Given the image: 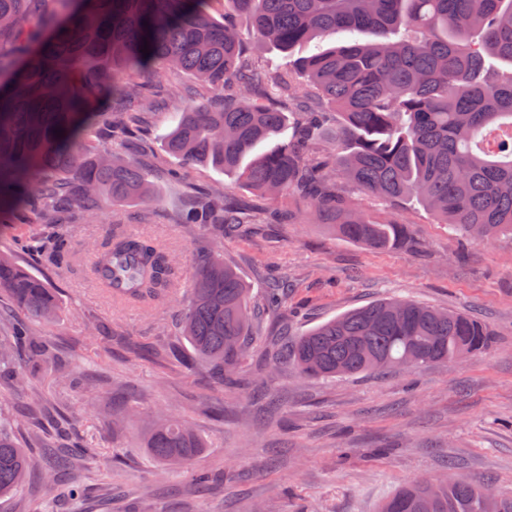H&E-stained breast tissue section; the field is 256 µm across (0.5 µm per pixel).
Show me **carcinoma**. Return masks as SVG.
Here are the masks:
<instances>
[{
    "label": "carcinoma",
    "instance_id": "carcinoma-1",
    "mask_svg": "<svg viewBox=\"0 0 512 512\" xmlns=\"http://www.w3.org/2000/svg\"><path fill=\"white\" fill-rule=\"evenodd\" d=\"M0 0V221L29 203L39 223L84 222L116 203L149 204L155 166L113 145L86 141L97 127L112 140L144 136L141 111L171 86L139 80L157 66L190 76L189 103L175 113L163 149L184 164L212 165L265 202L256 211L206 189L178 215L185 228L217 238L246 224H292L298 217L380 250L412 247L405 225L380 223L351 200L343 183L391 204L421 203L439 223L476 243L512 238V0ZM283 53L317 38L335 45L286 66L257 64L244 32ZM149 46V56L141 52ZM224 93L216 107L204 98ZM118 97L125 109L108 101ZM27 251L51 261L73 253L70 236L35 231ZM188 303L175 328L190 346L164 357L193 371L201 364L219 386L235 382L254 313L249 288L215 254L189 259ZM89 272L115 306L164 307L179 272L159 243L115 230ZM0 384L12 389L25 367L53 353L22 317L56 319L59 300L38 276L0 253ZM269 313L288 316V281L269 290ZM479 320L405 298H386L308 329L263 365L287 362L304 378L380 374L393 367L446 363L492 346ZM56 460L81 457L84 444L64 430ZM158 463L181 469L191 486L211 488L221 471L190 469L205 448L186 424L164 419L144 436ZM33 465L9 419L0 422V499L29 480ZM380 512H512V493L454 476L416 480Z\"/></svg>",
    "mask_w": 512,
    "mask_h": 512
}]
</instances>
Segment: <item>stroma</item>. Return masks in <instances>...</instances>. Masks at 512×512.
Returning a JSON list of instances; mask_svg holds the SVG:
<instances>
[{"instance_id":"stroma-1","label":"stroma","mask_w":512,"mask_h":512,"mask_svg":"<svg viewBox=\"0 0 512 512\" xmlns=\"http://www.w3.org/2000/svg\"><path fill=\"white\" fill-rule=\"evenodd\" d=\"M152 149L163 169L150 223H135V204L68 225L74 257L59 265L20 251V236L38 220L34 211L25 223L0 226V251L43 279L63 307L51 325L32 326L53 342L56 365L0 392V408L11 415L32 408L18 421L21 442L51 439L55 426L39 412L41 400H49L72 416L95 450L84 464L81 500L64 499L60 486L34 480L0 503V512H33L40 502L49 512H143L149 502L156 512H377L399 486L451 471L512 491L511 238L475 244L449 234L417 203L393 206L364 196L359 206L376 220L407 225L415 247L372 250L314 224H259L222 240L193 236L176 222L185 195L167 169L182 167L190 181L226 188L234 198L244 191L214 167L180 166L164 156L160 142ZM118 227L161 241L182 259L223 251L225 263L253 288L257 308L271 274L287 275V327L266 316L253 324L266 344L280 330L294 337L389 296L477 318L494 331L495 342L458 364L330 380L300 378L287 367L259 373L254 353L237 371L244 389L223 391L204 370L190 375L176 360L149 355L168 344L187 349L169 330L186 302V281L176 283L168 308L150 313L112 306L92 281L91 245ZM97 320L111 334L95 330ZM111 394L138 411L119 431L104 403ZM161 414L187 422L203 438L194 466L223 469V483L200 497L186 495L183 473L145 452L142 433Z\"/></svg>"}]
</instances>
